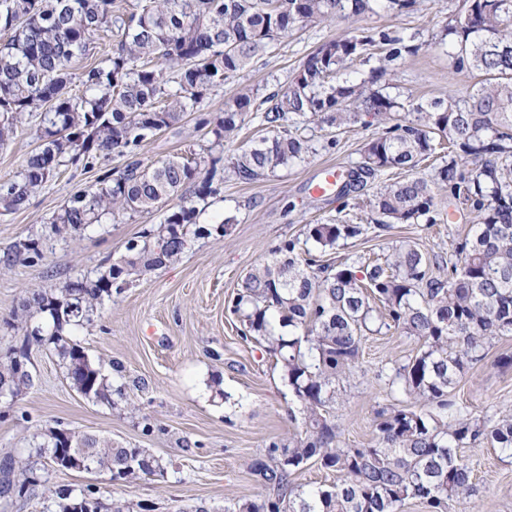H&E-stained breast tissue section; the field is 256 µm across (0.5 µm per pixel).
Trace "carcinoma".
Segmentation results:
<instances>
[{"mask_svg": "<svg viewBox=\"0 0 512 512\" xmlns=\"http://www.w3.org/2000/svg\"><path fill=\"white\" fill-rule=\"evenodd\" d=\"M382 2L394 13L418 0H0V146L26 112L39 114L40 144L18 175L0 181V206L27 207L65 164L93 168L117 154L119 168L99 175V187L74 193L53 219L82 233L117 211L150 213L185 186L194 199L165 211L162 221L126 245V254L94 279H78L30 302L39 324L27 333L64 361L83 397L112 403L113 388L73 332L92 324L112 288L146 271L179 261L192 238L226 233L228 222L199 224L204 201L219 191L221 157L209 164L176 156L146 164L145 144L188 112L205 110L211 91L272 52L298 27L342 19L339 36L319 45L288 87L260 98L241 90L224 112L198 118L220 144L235 139L246 119L268 135L239 147L225 170L242 182L259 180L308 156L312 147L289 129L295 117L328 127H382L362 150L361 173L414 171L448 149L428 178L409 176L384 185L369 201L374 224H442L444 203L473 215L472 232L450 257L432 256L402 241L382 258L359 256L338 264L320 254L363 235L360 224L307 225L306 239L288 240L244 275L232 301L241 339L259 345L287 383L292 420L302 431L271 441L250 471L264 488L256 500H232L224 512H404L416 501L427 512H449L474 495L471 469L459 449L490 442L512 455V413L495 421L476 415L453 390L464 369L481 362L498 338L512 336V0H463L437 44L448 45L451 68L477 81L459 95L419 101L406 109L382 92L399 61L424 44L390 28L365 27L362 18ZM117 37L112 52L71 72L90 55L102 32ZM376 60L358 82L339 80L359 61ZM174 79L164 76L166 70ZM80 93H71L73 79ZM177 84L175 90L166 85ZM313 243L315 248L307 247ZM394 331L417 340L415 354L391 359L376 374L392 403L376 412L371 445L341 444L332 407L359 367L363 340ZM31 386L13 359L0 363V389L15 399ZM38 448L63 465L83 449L72 469H106L112 480L166 474L142 448L56 427ZM314 463L336 483L303 490L293 475ZM62 512H100L88 495L60 494Z\"/></svg>", "mask_w": 512, "mask_h": 512, "instance_id": "1", "label": "carcinoma"}]
</instances>
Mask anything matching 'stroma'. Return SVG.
<instances>
[{"label": "stroma", "mask_w": 512, "mask_h": 512, "mask_svg": "<svg viewBox=\"0 0 512 512\" xmlns=\"http://www.w3.org/2000/svg\"><path fill=\"white\" fill-rule=\"evenodd\" d=\"M459 0H419L415 9L395 15L377 12L369 27H389L426 42L419 56L406 60L388 87L403 104L465 91L470 76L448 66L444 48L432 45ZM343 21L303 27L250 67L213 90L206 111L217 115L242 87L265 96L286 88L308 55L346 29ZM195 113L160 133L143 149L151 164L195 153L202 160L231 157L237 143L215 145L212 135L195 128ZM293 132L313 143L317 152L306 162L282 168L266 178L241 182L225 175L217 195L203 202L200 223L228 221L226 235L194 240L175 265L145 272L102 305L93 325L75 333L90 360L100 365L125 398L116 406L81 397L69 384L50 345L26 338L22 304L31 292L61 287L81 276H96L124 253L128 241L160 223L162 212L120 213L82 235L64 229L52 233L50 220L79 189L98 185L99 169L61 167L48 186L18 212L0 209V358L30 349L32 386L16 401H0V472L13 484L0 496V512H59L58 491L79 497L94 491L101 512L114 500L141 503L143 512H224L232 499L258 498L262 487L250 472L252 460L272 439L293 435L288 418L292 395L262 347L244 343L228 302L242 276L282 242L303 238L306 225L346 220L365 228L348 241L331 263L364 254H383L403 240L418 242L431 253L447 252L465 237L472 218L450 209L445 224H397L377 233L368 200L398 170L366 176L363 188L347 197L316 194L325 168L347 170L361 161L364 143L376 127L341 130L313 123L293 125ZM39 143L37 117H26L7 145L0 148V180L18 175ZM34 239L38 256L7 267L3 259L15 243ZM415 340L387 333L371 336L362 347V372L356 373L336 402L340 440L352 448L375 436V411L391 397L377 380L388 358L415 351ZM512 352V336L494 340L485 358L466 369L454 393L478 414L512 409V369L495 360ZM54 427L72 428L145 448L163 459L165 477L145 476L116 483L106 471L53 470L37 455L35 444ZM470 461L475 497L451 503L450 512H512V456L490 444L464 449Z\"/></svg>", "instance_id": "1"}]
</instances>
